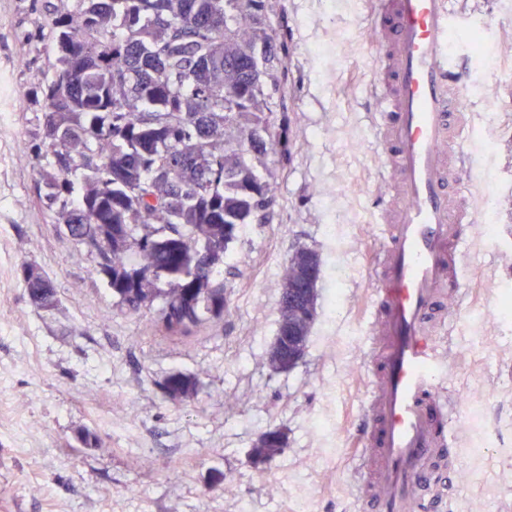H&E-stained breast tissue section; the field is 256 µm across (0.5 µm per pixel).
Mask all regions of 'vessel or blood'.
Here are the masks:
<instances>
[{"label": "vessel or blood", "instance_id": "obj_1", "mask_svg": "<svg viewBox=\"0 0 512 512\" xmlns=\"http://www.w3.org/2000/svg\"><path fill=\"white\" fill-rule=\"evenodd\" d=\"M375 122L386 236L376 254L366 362L371 395L352 447L356 512H431L459 470L440 334L461 314L475 223L460 194L466 78L455 0H374Z\"/></svg>", "mask_w": 512, "mask_h": 512}]
</instances>
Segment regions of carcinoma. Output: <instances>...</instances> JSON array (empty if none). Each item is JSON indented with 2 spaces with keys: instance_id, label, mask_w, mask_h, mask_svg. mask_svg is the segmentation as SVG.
Instances as JSON below:
<instances>
[{
  "instance_id": "1",
  "label": "carcinoma",
  "mask_w": 512,
  "mask_h": 512,
  "mask_svg": "<svg viewBox=\"0 0 512 512\" xmlns=\"http://www.w3.org/2000/svg\"><path fill=\"white\" fill-rule=\"evenodd\" d=\"M277 0H46L37 36L55 44V76L36 86L39 184L54 223L99 258L116 305L154 313L172 336L200 333L229 309L228 243L269 224L272 157L289 129L274 95L283 62ZM30 301L56 305L51 279L21 266ZM288 253L281 283L300 280ZM283 307L275 337L304 328ZM206 371L169 373L168 401L195 400ZM279 428L252 450V478L285 448Z\"/></svg>"
}]
</instances>
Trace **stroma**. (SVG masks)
<instances>
[{
	"label": "stroma",
	"mask_w": 512,
	"mask_h": 512,
	"mask_svg": "<svg viewBox=\"0 0 512 512\" xmlns=\"http://www.w3.org/2000/svg\"><path fill=\"white\" fill-rule=\"evenodd\" d=\"M472 179L462 316L448 328L445 376L460 483L448 512L512 504V0H459ZM45 0H0V512H353L351 443L370 389L365 334L385 227L369 142L375 70L371 0H279L286 52L281 110L287 156L273 160L279 204L231 249L229 311L209 330L170 339L113 304L93 256L54 224L34 154L32 87L51 77L49 43L22 48ZM321 260L303 361L272 373L291 249ZM36 263L58 303L33 305L20 267ZM138 337L130 345V337ZM205 371L197 399L175 405L158 383ZM286 446L252 479L268 428ZM101 439L80 442L83 432ZM151 456L155 468L136 461Z\"/></svg>",
	"instance_id": "stroma-1"
}]
</instances>
